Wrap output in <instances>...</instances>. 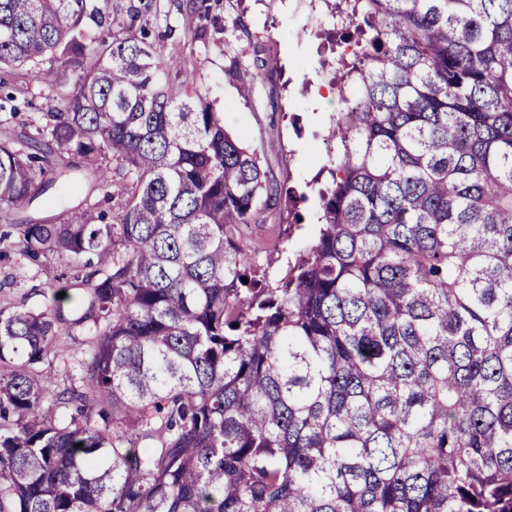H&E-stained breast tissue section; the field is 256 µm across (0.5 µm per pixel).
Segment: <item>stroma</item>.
I'll list each match as a JSON object with an SVG mask.
<instances>
[{
  "label": "stroma",
  "instance_id": "35a3bbf8",
  "mask_svg": "<svg viewBox=\"0 0 512 512\" xmlns=\"http://www.w3.org/2000/svg\"><path fill=\"white\" fill-rule=\"evenodd\" d=\"M100 4L133 30L149 29L159 54L181 60L217 110L234 113L232 128L262 151L273 179L302 195L301 226L287 228L278 213L269 212L262 223L246 230L252 255L279 268L280 250L303 249L314 232L319 208L314 177L325 161L322 139L330 115L340 107V93L330 79L344 46L328 44L322 37L334 24L325 0H100ZM201 31L206 34L202 40L197 37ZM235 56L258 74L254 96L248 101L224 74ZM76 77L73 68L58 67L56 85L48 89L28 81L25 68L0 71V92L13 94L14 106L20 108L14 118L12 106L0 107V139L22 134L23 116L50 110L55 98L74 90ZM74 181L77 190L67 207L89 199L117 212L118 175L78 170ZM68 271V260L58 256L39 268L1 260L0 307L42 309L43 293L52 287L67 289L65 310L83 308L87 292L73 285Z\"/></svg>",
  "mask_w": 512,
  "mask_h": 512
}]
</instances>
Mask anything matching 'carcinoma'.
<instances>
[{"label":"carcinoma","mask_w":512,"mask_h":512,"mask_svg":"<svg viewBox=\"0 0 512 512\" xmlns=\"http://www.w3.org/2000/svg\"><path fill=\"white\" fill-rule=\"evenodd\" d=\"M320 211L274 276L244 228L300 199L148 33L97 0H0V68L77 88L0 141V208L53 156L125 179L16 225L88 308L0 307V512H512V0H334ZM225 75L246 99L254 75ZM86 325L77 383L35 371ZM76 414L60 422L58 411Z\"/></svg>","instance_id":"1"}]
</instances>
